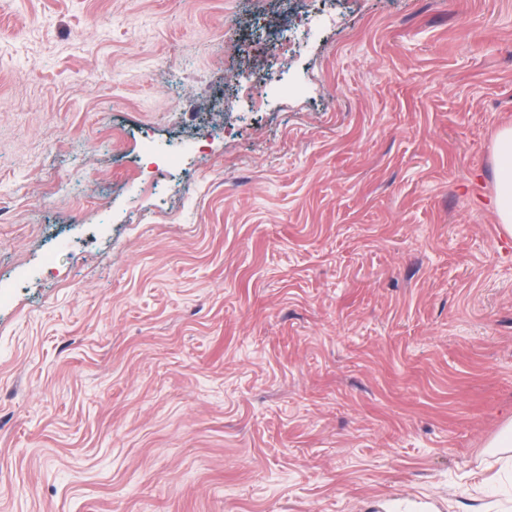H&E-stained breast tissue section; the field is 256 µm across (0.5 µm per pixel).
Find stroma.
I'll return each mask as SVG.
<instances>
[{
    "label": "stroma",
    "mask_w": 512,
    "mask_h": 512,
    "mask_svg": "<svg viewBox=\"0 0 512 512\" xmlns=\"http://www.w3.org/2000/svg\"><path fill=\"white\" fill-rule=\"evenodd\" d=\"M317 8L0 0V512H476L512 0ZM293 43L290 39L287 41H277L271 43L267 47V55L270 58V65L267 68L266 80L269 83H275L278 79V70H277V62L281 59V57L288 51H292Z\"/></svg>",
    "instance_id": "obj_1"
}]
</instances>
